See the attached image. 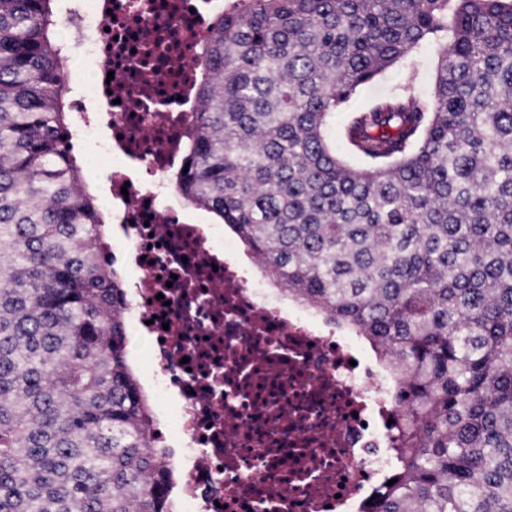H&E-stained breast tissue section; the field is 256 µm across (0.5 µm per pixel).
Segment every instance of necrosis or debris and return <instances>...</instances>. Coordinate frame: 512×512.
Segmentation results:
<instances>
[{
    "mask_svg": "<svg viewBox=\"0 0 512 512\" xmlns=\"http://www.w3.org/2000/svg\"><path fill=\"white\" fill-rule=\"evenodd\" d=\"M74 32L67 145L108 160L100 209L125 256L121 317L150 341L153 444L176 512H367L392 467L388 372L289 298L176 185L189 160L195 50L223 0H61ZM98 100L102 111H88Z\"/></svg>",
    "mask_w": 512,
    "mask_h": 512,
    "instance_id": "1",
    "label": "necrosis or debris"
}]
</instances>
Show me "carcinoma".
<instances>
[{"mask_svg":"<svg viewBox=\"0 0 512 512\" xmlns=\"http://www.w3.org/2000/svg\"><path fill=\"white\" fill-rule=\"evenodd\" d=\"M57 0H0V512H172L121 276L66 148ZM437 47L412 78L336 112ZM177 184L394 379L370 512H512V0H236ZM437 55V50L432 46L423 52V65L418 68L414 78V84L418 92L423 94L431 93L434 84Z\"/></svg>","mask_w":512,"mask_h":512,"instance_id":"cac0c4a2","label":"carcinoma"}]
</instances>
